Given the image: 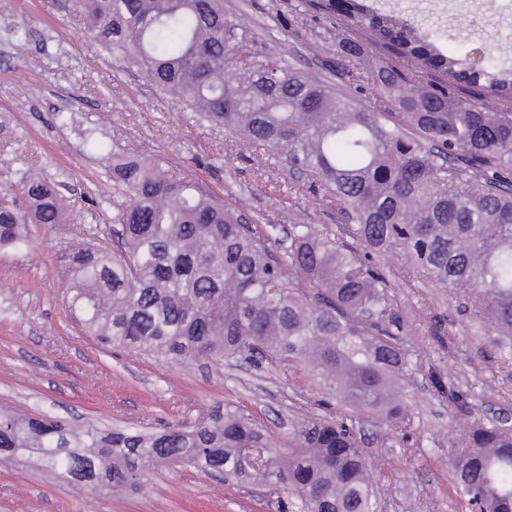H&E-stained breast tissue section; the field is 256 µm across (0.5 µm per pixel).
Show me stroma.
<instances>
[{
  "instance_id": "obj_1",
  "label": "stroma",
  "mask_w": 512,
  "mask_h": 512,
  "mask_svg": "<svg viewBox=\"0 0 512 512\" xmlns=\"http://www.w3.org/2000/svg\"><path fill=\"white\" fill-rule=\"evenodd\" d=\"M299 0H224V12L245 31L248 51L284 52L306 76L372 105L376 93L366 67L391 56L360 30L352 14L299 8ZM408 28L442 32L438 51L455 57L474 44L494 45L512 66V0L490 13L484 0H363ZM360 44L364 66L352 78L337 71L347 41ZM58 112L71 113L67 125ZM0 187L6 169L28 158L60 183L69 221L37 226L22 251H0V408L42 412L83 426L163 428L233 408L265 425L287 445L292 421L324 413V394L304 365L164 361L130 350L100 349L72 321L58 286V253L78 234L80 214L110 223L102 206L112 185L87 135L111 151L166 158L189 171L225 202L244 204L254 227L319 224L336 227V204L309 190L305 176L222 127L197 122L176 94L145 77L132 59L112 54L88 32L72 0H0ZM400 316V338L417 354L421 371L406 391L410 422L386 424L377 413L346 409L366 449L382 512H454L448 460L464 433L447 402L425 378L432 370L468 393L474 419L512 416V365L470 321L466 292L440 288L413 275L398 251L379 258ZM283 492L258 495L223 477L167 470L147 491L119 496L77 491L35 465L0 470V512H281Z\"/></svg>"
}]
</instances>
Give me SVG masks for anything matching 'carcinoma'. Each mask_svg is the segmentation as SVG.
Returning a JSON list of instances; mask_svg holds the SVG:
<instances>
[{
  "label": "carcinoma",
  "mask_w": 512,
  "mask_h": 512,
  "mask_svg": "<svg viewBox=\"0 0 512 512\" xmlns=\"http://www.w3.org/2000/svg\"><path fill=\"white\" fill-rule=\"evenodd\" d=\"M89 31L129 55L198 118L278 154L336 202L338 233L277 224L258 234L202 179L156 157L110 153L112 226L62 248L69 312L104 347L164 359L257 358L305 364L336 401L408 420L402 344L387 280L373 258L394 249L440 288L470 292V318L512 364V107L488 111L460 92L485 80L512 100V70L490 57L474 69L431 53L415 30L368 13L356 21L405 64L371 67L398 111L362 107L278 57L238 54L223 0H76ZM426 68L446 84L424 82ZM67 222L58 184L26 165L0 188V249L31 243L29 225ZM285 232V238L279 232ZM349 237L364 250L341 241ZM459 418L464 392L431 373ZM451 455L461 512H512V427L471 425ZM34 460L91 493L140 491L159 469L221 473L288 494V512H379L368 457L349 427L310 417L276 444L226 409L189 426L75 428L56 417L0 410V464Z\"/></svg>",
  "instance_id": "cac0c4a2"
}]
</instances>
